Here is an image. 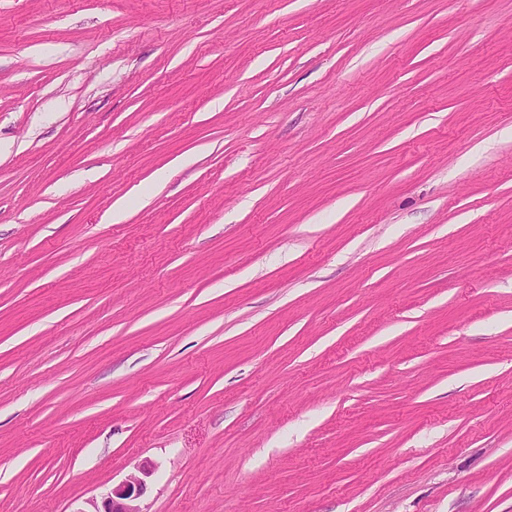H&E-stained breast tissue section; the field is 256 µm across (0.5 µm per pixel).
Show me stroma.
Here are the masks:
<instances>
[{
    "mask_svg": "<svg viewBox=\"0 0 512 512\" xmlns=\"http://www.w3.org/2000/svg\"><path fill=\"white\" fill-rule=\"evenodd\" d=\"M146 461L512 512V0H0V512Z\"/></svg>",
    "mask_w": 512,
    "mask_h": 512,
    "instance_id": "obj_1",
    "label": "stroma"
}]
</instances>
